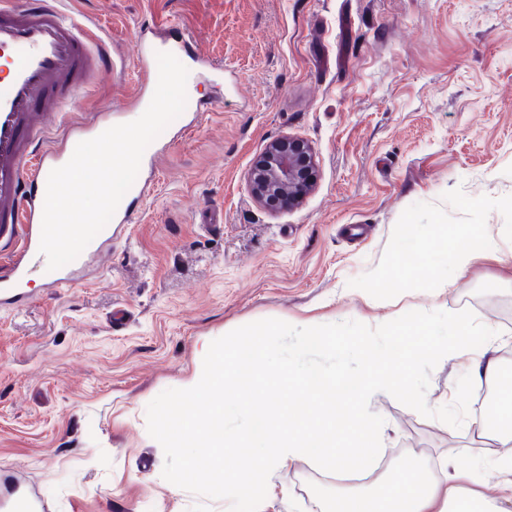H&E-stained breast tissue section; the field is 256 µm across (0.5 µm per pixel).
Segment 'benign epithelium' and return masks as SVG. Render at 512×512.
Listing matches in <instances>:
<instances>
[{"instance_id": "obj_1", "label": "benign epithelium", "mask_w": 512, "mask_h": 512, "mask_svg": "<svg viewBox=\"0 0 512 512\" xmlns=\"http://www.w3.org/2000/svg\"><path fill=\"white\" fill-rule=\"evenodd\" d=\"M318 170L311 146L297 137L271 141L250 172L255 199L265 207L277 199L283 207L299 203L313 189Z\"/></svg>"}]
</instances>
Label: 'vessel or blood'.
<instances>
[{
    "label": "vessel or blood",
    "mask_w": 512,
    "mask_h": 512,
    "mask_svg": "<svg viewBox=\"0 0 512 512\" xmlns=\"http://www.w3.org/2000/svg\"><path fill=\"white\" fill-rule=\"evenodd\" d=\"M99 35L81 26L53 5L52 0H0V249H18L0 272V309L26 301V263L39 252L48 176L67 163L76 145L108 127L112 118L67 126L60 142L47 143L49 115L64 111L93 80L112 73L99 51ZM170 46L189 69L207 64L196 53L186 32L165 34L143 30L134 63L143 76L141 96L157 85L154 65L157 44ZM150 189L143 181L133 187L128 202L117 207L100 243L88 245L71 266L56 270L47 280L48 292L76 284L89 260L104 245L129 235L133 207ZM0 512H49L20 474L0 483Z\"/></svg>",
    "instance_id": "obj_1"
}]
</instances>
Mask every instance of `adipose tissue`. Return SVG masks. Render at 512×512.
Wrapping results in <instances>:
<instances>
[{
    "label": "adipose tissue",
    "instance_id": "obj_1",
    "mask_svg": "<svg viewBox=\"0 0 512 512\" xmlns=\"http://www.w3.org/2000/svg\"><path fill=\"white\" fill-rule=\"evenodd\" d=\"M352 345L363 361L356 394L347 393L332 368L304 374L288 365L281 372L290 385L327 406L328 417L315 422L299 413L271 411L244 395L243 386H258L264 375L256 361L228 365L223 356L206 353L185 389L191 396L214 395L211 416L203 423L180 418L178 435L162 438L163 447L178 454L196 449V456H185V474L206 466L217 484L240 494L256 479L293 467L304 455L314 456L325 472L339 478L355 472L372 475L368 485L341 487L326 497V512H512V482L485 494L476 490L472 468L456 461H444L439 474L409 488L392 482L390 473L376 472L379 427L366 407L377 394L406 390L424 364L423 355H382L371 335L355 337ZM231 448L236 455L228 467L224 455Z\"/></svg>",
    "mask_w": 512,
    "mask_h": 512
}]
</instances>
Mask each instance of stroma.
I'll return each mask as SVG.
<instances>
[{"label":"stroma","mask_w":512,"mask_h":512,"mask_svg":"<svg viewBox=\"0 0 512 512\" xmlns=\"http://www.w3.org/2000/svg\"><path fill=\"white\" fill-rule=\"evenodd\" d=\"M105 40L111 78L88 86L53 127L97 112L129 122L142 76L140 29L182 27L223 74L190 72L186 111L157 137L149 194L131 234L76 286L47 294L46 258L28 263L30 296L0 310V472L25 471L50 512H224V496L158 445L164 414L205 418L211 397L184 383L202 347L287 325L265 359L254 402H300L279 381L303 367L362 366L353 351L304 347L299 331L360 335L429 326L434 344L466 318L512 365V0H63ZM312 147L318 181L275 210L248 174L269 142ZM220 213L202 229L198 214ZM485 234L468 273L448 267L446 232ZM481 388L459 360L433 357L409 391L373 398L379 466L414 455L470 461ZM266 512H319L335 477L303 458L272 473Z\"/></svg>","instance_id":"obj_1"}]
</instances>
